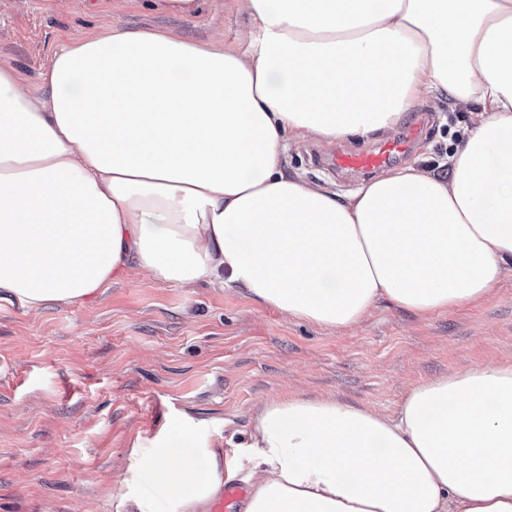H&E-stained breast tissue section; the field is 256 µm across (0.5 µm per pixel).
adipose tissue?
I'll return each instance as SVG.
<instances>
[{
  "instance_id": "obj_1",
  "label": "adipose tissue",
  "mask_w": 512,
  "mask_h": 512,
  "mask_svg": "<svg viewBox=\"0 0 512 512\" xmlns=\"http://www.w3.org/2000/svg\"><path fill=\"white\" fill-rule=\"evenodd\" d=\"M238 3L259 28L243 53L114 29L57 52L41 93L0 66V295L75 305L135 266L331 330L487 297L512 271V0ZM440 92L475 113L449 175L341 197L285 173L284 140L367 138ZM238 450L243 512H512V363L421 382L392 414L273 399ZM144 465L174 512L222 475L182 424Z\"/></svg>"
}]
</instances>
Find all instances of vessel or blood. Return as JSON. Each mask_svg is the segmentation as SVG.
<instances>
[{"instance_id": "1", "label": "vessel or blood", "mask_w": 512, "mask_h": 512, "mask_svg": "<svg viewBox=\"0 0 512 512\" xmlns=\"http://www.w3.org/2000/svg\"><path fill=\"white\" fill-rule=\"evenodd\" d=\"M419 125H412L406 135L390 136L375 145L355 151L339 146L318 157L320 167L336 174L352 173L364 178L378 174L409 156L419 137ZM249 494L247 484L237 477L225 478L224 482L208 500L209 512H240L241 505Z\"/></svg>"}]
</instances>
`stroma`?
<instances>
[{"mask_svg": "<svg viewBox=\"0 0 512 512\" xmlns=\"http://www.w3.org/2000/svg\"><path fill=\"white\" fill-rule=\"evenodd\" d=\"M194 15L157 0H7L0 65L35 87L75 36L113 26L168 31L243 52L257 24L235 0ZM468 108L419 100L394 127L424 121L409 165L436 167L470 125ZM330 142L286 144L289 175L351 194L361 178L317 167ZM512 360V271L483 301L419 317L380 302L357 327L324 330L237 287L162 284L131 269L81 305L38 311L0 300V512H172L142 460L175 421L232 454L262 403L332 396L389 413L417 383Z\"/></svg>", "mask_w": 512, "mask_h": 512, "instance_id": "1", "label": "stroma"}]
</instances>
